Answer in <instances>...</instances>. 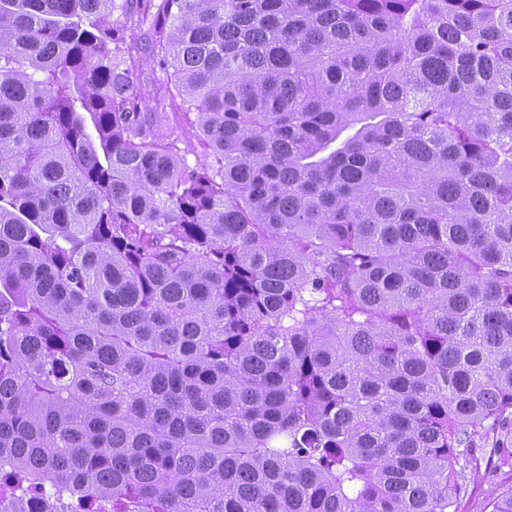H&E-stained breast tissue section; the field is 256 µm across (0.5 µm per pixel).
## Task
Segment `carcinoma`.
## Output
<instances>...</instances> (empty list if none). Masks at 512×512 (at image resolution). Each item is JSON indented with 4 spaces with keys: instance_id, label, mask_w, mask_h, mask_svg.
I'll list each match as a JSON object with an SVG mask.
<instances>
[{
    "instance_id": "obj_1",
    "label": "carcinoma",
    "mask_w": 512,
    "mask_h": 512,
    "mask_svg": "<svg viewBox=\"0 0 512 512\" xmlns=\"http://www.w3.org/2000/svg\"><path fill=\"white\" fill-rule=\"evenodd\" d=\"M124 10L0 0V496L512 512V0ZM126 4V14L122 15L121 12H115L113 18H118L119 24L135 27L142 38L148 37L150 34L151 17L146 15L142 1L132 0ZM158 112H166L163 114L162 121L167 124L176 135H180L185 141L180 147L186 148L189 152L187 157L190 163L198 161H210L209 150L207 146L199 138L194 136V132L189 126L190 120L194 118V114L185 115L181 110L180 100L176 102L168 101L164 109ZM493 487L494 485L488 482L475 485L474 487L471 485L468 495L459 501V512L482 511Z\"/></svg>"
}]
</instances>
